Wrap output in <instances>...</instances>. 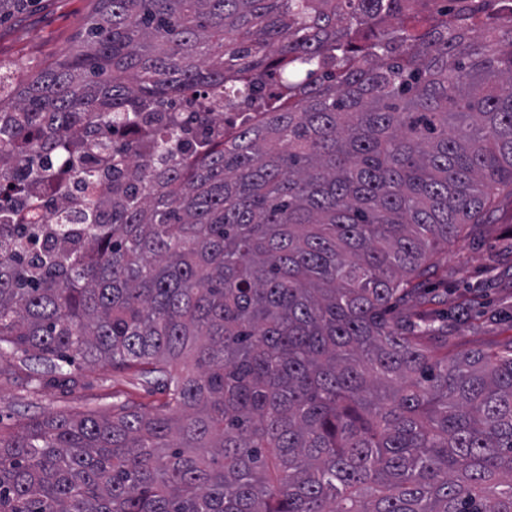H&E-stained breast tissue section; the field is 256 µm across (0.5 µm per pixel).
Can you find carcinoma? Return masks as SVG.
Returning <instances> with one entry per match:
<instances>
[{
    "label": "carcinoma",
    "mask_w": 512,
    "mask_h": 512,
    "mask_svg": "<svg viewBox=\"0 0 512 512\" xmlns=\"http://www.w3.org/2000/svg\"><path fill=\"white\" fill-rule=\"evenodd\" d=\"M488 2L93 0L78 49L0 74V356L164 395L0 431V512H512V341L390 316L512 189ZM189 97L262 112L184 142Z\"/></svg>",
    "instance_id": "carcinoma-1"
}]
</instances>
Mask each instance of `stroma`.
<instances>
[{
  "label": "stroma",
  "instance_id": "35a3bbf8",
  "mask_svg": "<svg viewBox=\"0 0 512 512\" xmlns=\"http://www.w3.org/2000/svg\"><path fill=\"white\" fill-rule=\"evenodd\" d=\"M90 0H38L31 10L0 22V65L36 71L79 42ZM435 277L411 307L448 320V347L468 352L512 341V194L502 193L480 229L460 248L440 253ZM159 391L134 372L75 361L51 372L36 360L0 358V429L32 416L112 413L132 401L154 405Z\"/></svg>",
  "mask_w": 512,
  "mask_h": 512
}]
</instances>
